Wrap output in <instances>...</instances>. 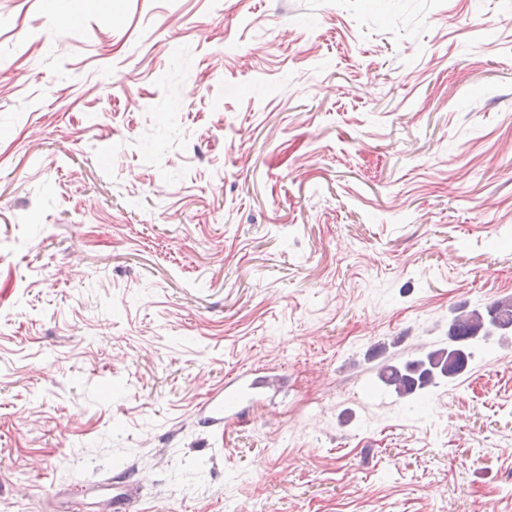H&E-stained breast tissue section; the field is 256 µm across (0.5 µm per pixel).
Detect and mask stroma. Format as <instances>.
I'll return each mask as SVG.
<instances>
[{
  "label": "stroma",
  "instance_id": "1",
  "mask_svg": "<svg viewBox=\"0 0 512 512\" xmlns=\"http://www.w3.org/2000/svg\"><path fill=\"white\" fill-rule=\"evenodd\" d=\"M510 296L512 0H0V512H512V337L376 378ZM512 333V297L498 299L483 309L463 311L454 316L448 328V348L427 352L404 362L387 361L377 372L378 380L398 397L420 396L440 378L461 374L472 357L471 344L496 334ZM112 487V497H109L107 507L112 508L113 512H128L134 506L135 490L131 484L118 482H103L93 485L90 490L104 491Z\"/></svg>",
  "mask_w": 512,
  "mask_h": 512
}]
</instances>
